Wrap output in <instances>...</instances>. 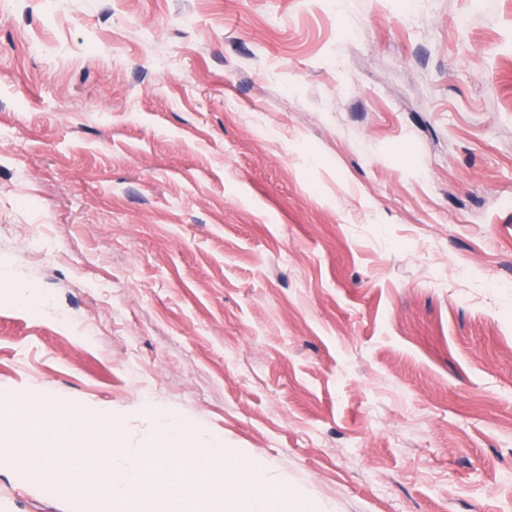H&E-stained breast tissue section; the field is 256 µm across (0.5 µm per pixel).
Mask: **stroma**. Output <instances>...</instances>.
Masks as SVG:
<instances>
[{
    "label": "stroma",
    "instance_id": "35a3bbf8",
    "mask_svg": "<svg viewBox=\"0 0 512 512\" xmlns=\"http://www.w3.org/2000/svg\"><path fill=\"white\" fill-rule=\"evenodd\" d=\"M19 396L319 512H512V0L0 7ZM13 455L0 512H104Z\"/></svg>",
    "mask_w": 512,
    "mask_h": 512
}]
</instances>
